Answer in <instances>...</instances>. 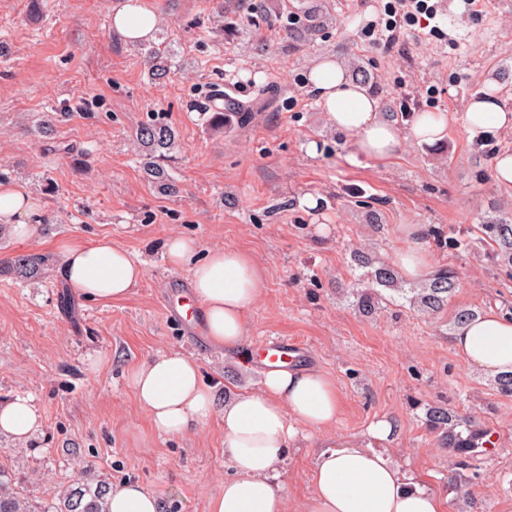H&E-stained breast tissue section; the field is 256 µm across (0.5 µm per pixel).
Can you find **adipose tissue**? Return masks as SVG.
Masks as SVG:
<instances>
[{
    "label": "adipose tissue",
    "mask_w": 512,
    "mask_h": 512,
    "mask_svg": "<svg viewBox=\"0 0 512 512\" xmlns=\"http://www.w3.org/2000/svg\"><path fill=\"white\" fill-rule=\"evenodd\" d=\"M157 27L155 13L119 0L112 12V30L125 43L149 41ZM307 87L323 106L327 123L352 136L354 154L382 163L399 152L403 137L432 144L443 140V118H420L408 133L386 120L378 97L356 82L342 61L329 55L313 62ZM470 138L512 131V104L499 97L473 96L465 112ZM36 206L17 185L0 187V222L19 238H30ZM423 224H406L407 245L398 257L409 280L421 278L430 264ZM62 275L80 296L97 301L126 298L144 277L142 261L111 238L68 243L62 248ZM169 266L190 275L192 296L202 311L209 344L227 353L248 356L246 320L256 305L264 270L254 257L236 248L200 253L194 240L174 235L166 241ZM452 345L474 370L491 377L512 373V315L496 310L477 314L455 326ZM136 399L153 429L175 436L201 428L215 407L212 390L198 363L178 352L159 354L129 374ZM342 403L335 380L310 367L266 371L259 391L241 392L224 403V446L231 476L222 492L210 497L207 512H286L272 474L297 429L327 436ZM41 426L32 397L19 396L0 406V432L28 440ZM395 433L386 418L371 422L358 437L328 439L315 454L309 477L313 493L302 512H447L448 500L421 487L385 455Z\"/></svg>",
    "instance_id": "ef3b65f1"
}]
</instances>
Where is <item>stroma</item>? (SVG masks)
I'll return each instance as SVG.
<instances>
[{"instance_id":"35a3bbf8","label":"stroma","mask_w":512,"mask_h":512,"mask_svg":"<svg viewBox=\"0 0 512 512\" xmlns=\"http://www.w3.org/2000/svg\"><path fill=\"white\" fill-rule=\"evenodd\" d=\"M114 2L46 0L36 18L30 0H0V172L28 190L44 219L28 240L0 234V404L28 395L42 414L29 441L0 434V467L21 496L41 510L87 465L112 487L138 483L161 512H207L210 496L223 491L230 470L223 411L196 433L166 437L153 430L128 380L144 359L178 351L199 362L218 400L261 386V371L185 335L163 307L167 282L188 277L168 267L164 244L184 235L205 251H247L264 268L247 318L250 348L298 341L302 362L335 379L342 412L332 436L357 435L389 417L398 428L391 457L446 496L450 512H512V398L451 345L458 310L512 306V273L481 244L451 254L431 241L433 265L459 273L438 315L405 306L366 318L346 296L357 281L353 250L392 260L404 246L401 225L463 233L492 206L512 212V191L497 185L491 166L476 164L483 145L464 125L470 97L488 84L512 98V0H479L465 20L460 0H447L432 20L436 33L414 26L392 47L366 35L382 23L386 0H323L330 26L290 54L282 30L258 19L238 17L237 33L217 35L214 0H143L159 17L155 44L171 54L160 84L149 82L141 47L113 35ZM328 54L364 67L382 109L443 117L442 150L407 139L388 163L351 162L352 138L331 129L305 87L308 65ZM269 90L275 103L260 108ZM228 97L254 105L251 122L210 129L203 110L223 109ZM64 110L69 119L41 137L43 113ZM154 112L178 133L175 197L153 191L133 151ZM67 146L85 159L64 154ZM307 194L316 207L302 205ZM355 196L383 212L382 230L366 224ZM102 236L144 263L143 280L126 298L89 301L62 277V245ZM27 254L44 258L46 274L20 280L7 272ZM432 406L472 416L493 448L457 467L426 427ZM318 443L295 436L277 466L288 512H300L312 493Z\"/></svg>"}]
</instances>
